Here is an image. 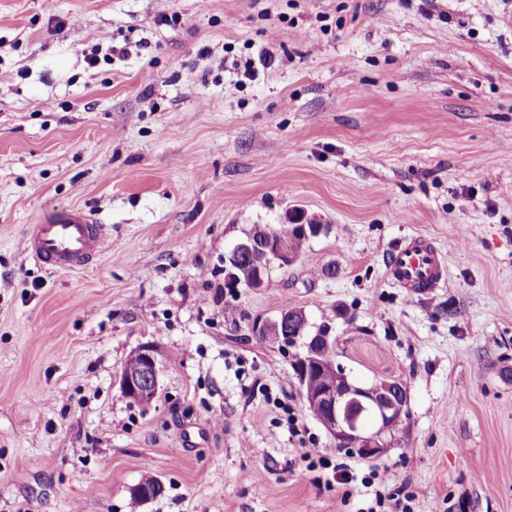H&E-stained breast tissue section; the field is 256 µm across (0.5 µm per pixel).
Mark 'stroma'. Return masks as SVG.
Instances as JSON below:
<instances>
[{
	"label": "stroma",
	"instance_id": "obj_1",
	"mask_svg": "<svg viewBox=\"0 0 512 512\" xmlns=\"http://www.w3.org/2000/svg\"><path fill=\"white\" fill-rule=\"evenodd\" d=\"M75 208L103 252L37 265L29 227ZM288 213L328 229L230 286ZM415 233L446 253L428 296L386 273ZM290 307L354 382L406 385L383 457L338 450L302 345L254 333ZM143 346L148 406L119 381ZM373 466L408 512H512V0H0V512H366ZM295 236L282 237L293 234L290 224H282L279 229L269 231L266 224H254L249 231L255 239H262L268 232L267 238L262 244L256 243L248 234L237 242L224 257V264L230 269V284H237L241 281L250 284L248 288L258 290L265 287V276L272 261H277L280 266L288 267L297 262L303 244L312 237L319 236L327 228V224H292ZM242 265L237 273L241 263ZM240 278H239V276ZM252 276V277H251ZM241 279V280H240ZM135 354L140 358L141 364L140 360L131 354L122 368L136 370L122 369L120 384L127 398L145 406L155 400L160 390L159 362L156 352L151 347H140Z\"/></svg>",
	"mask_w": 512,
	"mask_h": 512
}]
</instances>
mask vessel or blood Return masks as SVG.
Masks as SVG:
<instances>
[{
    "mask_svg": "<svg viewBox=\"0 0 512 512\" xmlns=\"http://www.w3.org/2000/svg\"><path fill=\"white\" fill-rule=\"evenodd\" d=\"M105 225L90 211L76 208L64 217L34 225L26 251L37 263L55 271H76L93 264L106 243ZM389 277L413 294H428L446 280L442 251L430 238L413 234L389 254Z\"/></svg>",
    "mask_w": 512,
    "mask_h": 512,
    "instance_id": "vessel-or-blood-1",
    "label": "vessel or blood"
}]
</instances>
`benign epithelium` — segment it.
<instances>
[{"instance_id": "1", "label": "benign epithelium", "mask_w": 512, "mask_h": 512, "mask_svg": "<svg viewBox=\"0 0 512 512\" xmlns=\"http://www.w3.org/2000/svg\"><path fill=\"white\" fill-rule=\"evenodd\" d=\"M295 236L282 237L271 230L263 243L245 236L224 257L230 269L232 284L240 282L237 270L241 263L253 268L249 287L258 290L265 287V276L271 262L282 267L297 262L303 244L319 236L327 228L325 224H295ZM306 314L299 309H287L270 324L254 326L257 333L268 336H284L288 343L302 342L304 352L293 360V368L299 385H304L308 375L318 363L321 352L335 343L331 327L321 326L313 333L308 330ZM135 354L141 364L134 371H121L120 384L127 398L139 405H148L160 390V369L156 352L142 346ZM307 407L320 410L318 420L336 442V447L367 458H380L388 451L387 436L408 415V393L403 385H393L383 391L376 385L358 386L340 371L336 382L314 394H303Z\"/></svg>"}]
</instances>
